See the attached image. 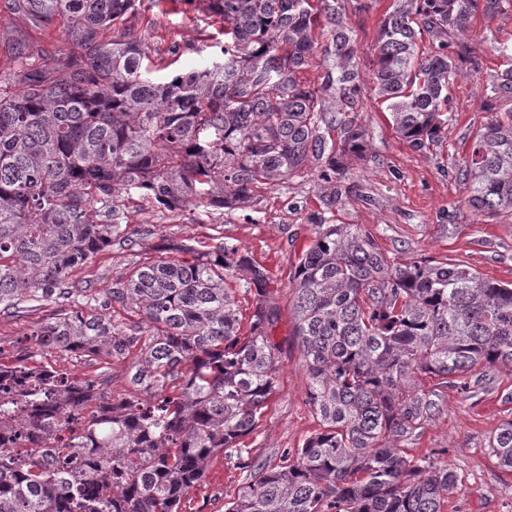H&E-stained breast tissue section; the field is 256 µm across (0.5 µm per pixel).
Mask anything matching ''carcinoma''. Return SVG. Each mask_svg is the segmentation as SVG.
Masks as SVG:
<instances>
[{"label": "carcinoma", "mask_w": 512, "mask_h": 512, "mask_svg": "<svg viewBox=\"0 0 512 512\" xmlns=\"http://www.w3.org/2000/svg\"><path fill=\"white\" fill-rule=\"evenodd\" d=\"M200 2L224 23L217 59L163 80L157 50L124 26L135 0H4L31 28L63 23L66 46L48 58L18 32L0 68V315L54 303L38 347L139 355L118 397L106 375L0 361V512H179L219 455L249 473L224 512H443L458 474L405 448L445 407L416 378L464 388L479 368L512 371V283L456 262L394 264L356 224L314 225L290 283L321 428L260 464L240 443L279 370L263 268L233 245L180 243L183 257L134 266L105 293L69 275L135 245L122 193L230 209L310 163L324 183L345 178L369 148L368 90L410 147L438 141L460 65L478 67L469 28L500 0H394L366 65L344 0ZM489 49L510 64L476 94L512 101V45ZM317 60L313 86L303 73ZM459 172L475 211L512 210V104L477 129ZM228 275L260 298L245 335ZM488 450L512 472V419Z\"/></svg>", "instance_id": "cac0c4a2"}]
</instances>
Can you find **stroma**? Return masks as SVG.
Returning <instances> with one entry per match:
<instances>
[{"mask_svg": "<svg viewBox=\"0 0 512 512\" xmlns=\"http://www.w3.org/2000/svg\"><path fill=\"white\" fill-rule=\"evenodd\" d=\"M393 0H345L360 58H368L380 21ZM127 24L134 36L157 49L178 44L175 66L190 69L208 62L196 52L199 40L224 39L222 24L206 19L198 0H137ZM497 40L512 44V0H503L492 20H477L469 44L481 62L479 73L464 70L451 90L453 112L435 145L418 151L392 129L378 100L365 97L359 114L370 135L365 160L349 164L346 180L336 186L318 183L317 166L264 190L241 208L205 210L187 206L175 211L142 200L117 198L121 223L134 231V249L113 245L71 274L73 281L106 292L131 265L172 258L171 244L215 246L227 243L248 254L270 276L266 299L279 312L272 337L279 348L280 370L274 394L257 429L243 443L261 462H278L284 452L301 447L319 423L306 402L308 378L294 338L289 280L316 224H357L373 232L391 262L419 257L462 262L496 281L512 282V210L491 216L468 204L470 188L459 176L476 129L490 114L475 93L499 71L501 60L487 46ZM335 205H328V198ZM54 305H42L17 316H0V358L35 353L38 363L84 379L99 373L122 381L128 361H88L52 349L36 350L29 328L49 319ZM469 389H445L444 411L428 423L409 452L435 451L461 478L445 512H512V473L498 467L487 448L489 438L512 419V372L478 370ZM245 474L235 459L217 457L201 485L190 491L181 512H224Z\"/></svg>", "mask_w": 512, "mask_h": 512, "instance_id": "1", "label": "stroma"}]
</instances>
